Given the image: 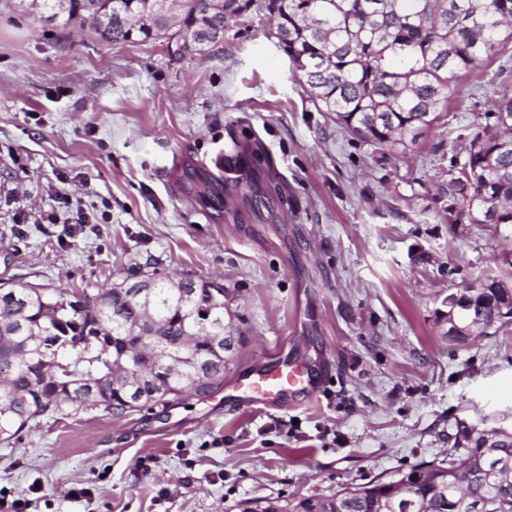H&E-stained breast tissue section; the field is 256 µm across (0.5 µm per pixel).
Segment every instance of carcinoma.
Segmentation results:
<instances>
[{"mask_svg": "<svg viewBox=\"0 0 512 512\" xmlns=\"http://www.w3.org/2000/svg\"><path fill=\"white\" fill-rule=\"evenodd\" d=\"M172 0L185 31L178 58L202 53L193 25L224 26L255 0ZM284 37L283 52L321 112L353 136L406 157L447 117L462 76L512 42V0H262ZM159 0H69L57 15L30 0L28 13L64 28L92 14L126 24L94 27L106 44L167 37L157 21ZM486 122L468 129L464 162L449 170L448 193L470 224H512V97ZM145 279L154 288H141ZM490 273L468 285L475 301L455 310L463 326L482 334L512 325V285ZM233 319L213 281L171 279L133 270L106 288L65 292L31 284L0 285V442L28 424L68 409L106 414L141 407L126 346L140 345L158 364L150 404L207 396L224 381V341H237ZM480 433L460 432L461 455L448 464L420 463L391 479L343 488L293 504L255 499L243 512H512V434L485 448Z\"/></svg>", "mask_w": 512, "mask_h": 512, "instance_id": "cac0c4a2", "label": "carcinoma"}]
</instances>
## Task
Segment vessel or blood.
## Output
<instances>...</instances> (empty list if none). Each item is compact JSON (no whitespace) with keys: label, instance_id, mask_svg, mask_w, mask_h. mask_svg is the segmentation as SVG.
Returning a JSON list of instances; mask_svg holds the SVG:
<instances>
[{"label":"vessel or blood","instance_id":"1","mask_svg":"<svg viewBox=\"0 0 512 512\" xmlns=\"http://www.w3.org/2000/svg\"><path fill=\"white\" fill-rule=\"evenodd\" d=\"M234 390L248 406L270 405L313 390L308 373L299 364L280 359L269 368L236 380Z\"/></svg>","mask_w":512,"mask_h":512}]
</instances>
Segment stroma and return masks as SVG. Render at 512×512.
I'll return each instance as SVG.
<instances>
[{
  "label": "stroma",
  "instance_id": "1",
  "mask_svg": "<svg viewBox=\"0 0 512 512\" xmlns=\"http://www.w3.org/2000/svg\"><path fill=\"white\" fill-rule=\"evenodd\" d=\"M274 28L255 7L175 61L165 40L112 47L0 0V283L217 278L244 336L207 397L0 442V490L29 512H239L441 462L461 422L512 430V327L457 345L434 316L512 259V225L457 223L448 195L453 130L512 92V44L399 158L317 110ZM283 357L314 394L243 406L234 379Z\"/></svg>",
  "mask_w": 512,
  "mask_h": 512
}]
</instances>
